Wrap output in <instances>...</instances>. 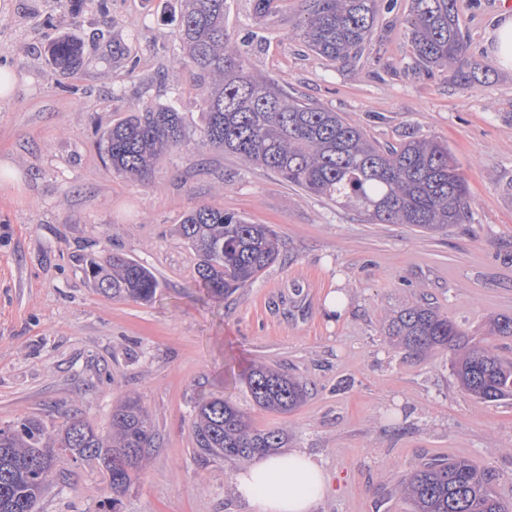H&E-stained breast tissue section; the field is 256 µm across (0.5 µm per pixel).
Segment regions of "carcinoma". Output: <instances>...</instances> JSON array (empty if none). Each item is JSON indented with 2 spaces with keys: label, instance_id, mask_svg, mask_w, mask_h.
Listing matches in <instances>:
<instances>
[{
  "label": "carcinoma",
  "instance_id": "cac0c4a2",
  "mask_svg": "<svg viewBox=\"0 0 512 512\" xmlns=\"http://www.w3.org/2000/svg\"><path fill=\"white\" fill-rule=\"evenodd\" d=\"M391 6L392 0H310L301 36L320 57L346 61L363 53L380 12ZM407 23L417 66L455 65L464 84L487 69L466 59L456 0H413ZM178 41L175 65L193 67L203 90L199 130L189 129L171 106L128 113L102 139L116 172L145 179L162 155L196 135L200 146L235 155L306 193L352 205L374 223L436 233L469 218L468 184L448 145L409 139L381 146L339 113L254 74L224 30V0H183ZM82 53L80 40L62 37L51 43L49 63L65 73L79 65ZM177 232L197 254L200 288L213 298L251 286L280 255L269 225L207 205L190 210ZM86 266L106 296L148 303L159 287L147 267L121 254L91 258ZM387 335L393 347L413 354L456 351L465 337L426 305L399 313ZM452 367L460 386L486 403L512 396V362L486 347L465 346ZM243 378L255 403L270 412H291L308 395L307 383L263 364L250 365ZM111 428L103 436L76 411L57 430L33 418L0 428V512H35L65 461L97 463L112 494L125 492L154 447V433L136 398L112 411ZM194 435L197 447L229 459L261 458L288 444L284 431L251 428L244 413L219 397L198 405ZM402 492L411 512H509L493 475L465 459L424 463L405 478Z\"/></svg>",
  "mask_w": 512,
  "mask_h": 512
}]
</instances>
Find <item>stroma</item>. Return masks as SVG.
Segmentation results:
<instances>
[{"mask_svg":"<svg viewBox=\"0 0 512 512\" xmlns=\"http://www.w3.org/2000/svg\"><path fill=\"white\" fill-rule=\"evenodd\" d=\"M8 2L0 63L19 83L0 101V164L16 172L0 173V427L34 417L56 429L75 409L104 434L133 395L156 434L119 498L102 469L71 461L37 512H247L233 492L243 461L195 444V409L212 397L253 428L285 430L289 447L323 464L331 489L314 512H410L402 483L431 457L492 470L512 507V399H476L457 383L450 352L411 354L386 333L397 312L427 304L512 361V336L488 333L491 319L512 317V70L488 44L512 0H457L467 54L489 67L465 85L452 69L414 64L411 0L381 12L347 63L306 46L307 0H274L264 18L250 0H225L224 27L255 74L378 144L447 143L470 188V219L444 233L369 222L192 141L147 180L114 172L101 139L132 109L171 105L188 126L200 123L197 78L171 64L178 0ZM63 35L84 44L71 74L46 54ZM199 205L271 225L280 241L278 260L225 299L204 295L198 257L176 232ZM106 249L155 274L150 303L92 288L86 260ZM335 291L348 305L331 318L323 304ZM253 362L302 378L307 399L287 414L257 406L243 379L224 377Z\"/></svg>","mask_w":512,"mask_h":512,"instance_id":"obj_1","label":"stroma"}]
</instances>
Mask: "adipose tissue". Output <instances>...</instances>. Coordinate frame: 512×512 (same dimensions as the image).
Here are the masks:
<instances>
[{"mask_svg": "<svg viewBox=\"0 0 512 512\" xmlns=\"http://www.w3.org/2000/svg\"><path fill=\"white\" fill-rule=\"evenodd\" d=\"M329 487L325 468L300 449L260 458L235 480V493L249 512H312Z\"/></svg>", "mask_w": 512, "mask_h": 512, "instance_id": "1", "label": "adipose tissue"}]
</instances>
